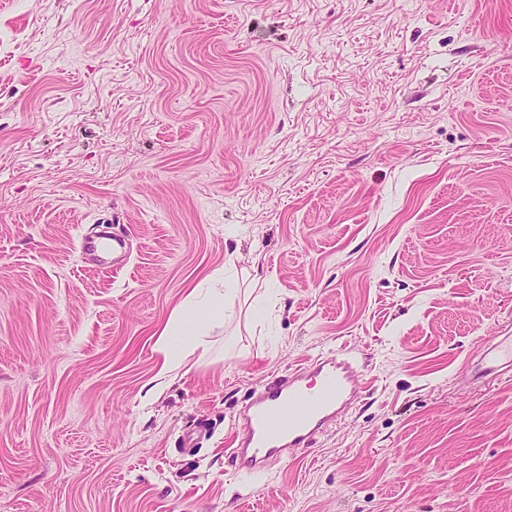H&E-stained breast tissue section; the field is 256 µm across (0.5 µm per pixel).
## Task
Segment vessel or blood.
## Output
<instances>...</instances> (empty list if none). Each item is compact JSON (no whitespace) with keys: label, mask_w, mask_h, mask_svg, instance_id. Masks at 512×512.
I'll return each mask as SVG.
<instances>
[{"label":"vessel or blood","mask_w":512,"mask_h":512,"mask_svg":"<svg viewBox=\"0 0 512 512\" xmlns=\"http://www.w3.org/2000/svg\"><path fill=\"white\" fill-rule=\"evenodd\" d=\"M122 236H88L80 241L83 253L102 267L119 272L111 252L126 250ZM512 371V336L487 348L470 372L475 379L495 378ZM358 368L348 356L316 358L287 379L268 386L252 398L236 421L238 432L231 454L242 470L260 472L277 459L313 445L317 435L345 413L358 395Z\"/></svg>","instance_id":"obj_1"}]
</instances>
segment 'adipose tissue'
I'll return each instance as SVG.
<instances>
[{
  "label": "adipose tissue",
  "instance_id": "1",
  "mask_svg": "<svg viewBox=\"0 0 512 512\" xmlns=\"http://www.w3.org/2000/svg\"><path fill=\"white\" fill-rule=\"evenodd\" d=\"M235 293L236 280L229 263L206 273L190 288L184 302L172 311L154 345L162 360L158 372L161 381L177 378L190 354L208 351V332L223 322L224 300Z\"/></svg>",
  "mask_w": 512,
  "mask_h": 512
}]
</instances>
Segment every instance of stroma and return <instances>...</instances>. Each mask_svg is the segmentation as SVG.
Returning a JSON list of instances; mask_svg holds the SVG:
<instances>
[{
    "label": "stroma",
    "mask_w": 512,
    "mask_h": 512,
    "mask_svg": "<svg viewBox=\"0 0 512 512\" xmlns=\"http://www.w3.org/2000/svg\"><path fill=\"white\" fill-rule=\"evenodd\" d=\"M0 512H512V0H0ZM125 232L120 272L79 239ZM239 291L143 398L202 274ZM359 397L250 474L253 392ZM190 452L175 441L198 423ZM470 369V374L476 379L495 378L512 370V336L501 338L487 348L479 361L470 366L468 363L463 372Z\"/></svg>",
    "instance_id": "obj_1"
}]
</instances>
